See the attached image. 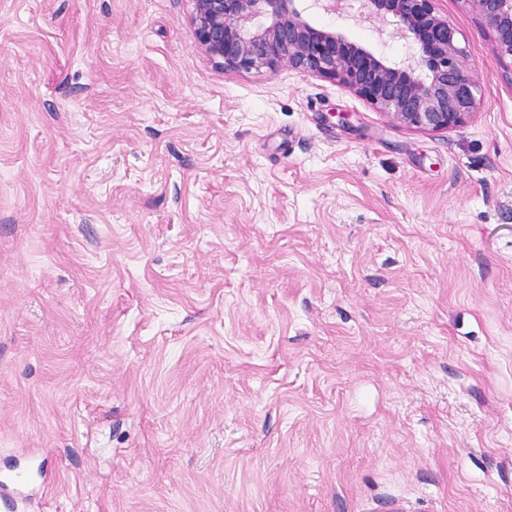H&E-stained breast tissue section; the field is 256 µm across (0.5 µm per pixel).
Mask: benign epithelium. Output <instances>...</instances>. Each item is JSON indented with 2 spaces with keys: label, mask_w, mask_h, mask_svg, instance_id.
Here are the masks:
<instances>
[{
  "label": "benign epithelium",
  "mask_w": 512,
  "mask_h": 512,
  "mask_svg": "<svg viewBox=\"0 0 512 512\" xmlns=\"http://www.w3.org/2000/svg\"><path fill=\"white\" fill-rule=\"evenodd\" d=\"M436 0H195L196 43L236 72L286 64L329 79L365 99L399 124L419 131L456 128L480 105L479 85L459 46L457 31ZM492 34L512 76V0H464ZM378 21L381 43L407 45L396 61L356 43L345 31L319 27L310 10Z\"/></svg>",
  "instance_id": "obj_1"
}]
</instances>
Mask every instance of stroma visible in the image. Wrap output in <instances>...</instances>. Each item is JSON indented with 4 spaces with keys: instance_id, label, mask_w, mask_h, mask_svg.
Returning a JSON list of instances; mask_svg holds the SVG:
<instances>
[{
    "instance_id": "stroma-1",
    "label": "stroma",
    "mask_w": 512,
    "mask_h": 512,
    "mask_svg": "<svg viewBox=\"0 0 512 512\" xmlns=\"http://www.w3.org/2000/svg\"><path fill=\"white\" fill-rule=\"evenodd\" d=\"M436 6L482 97L423 132L194 0H0V512H512V78Z\"/></svg>"
}]
</instances>
